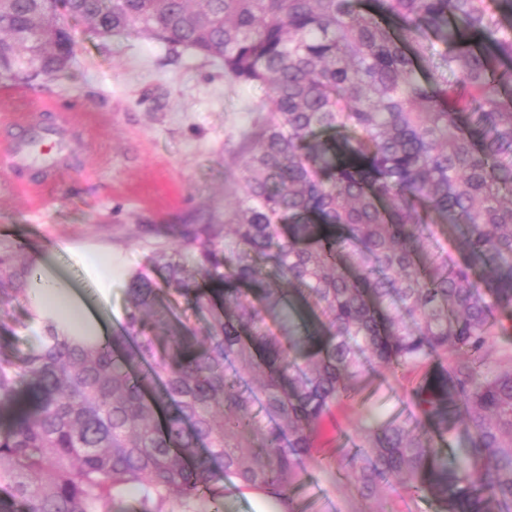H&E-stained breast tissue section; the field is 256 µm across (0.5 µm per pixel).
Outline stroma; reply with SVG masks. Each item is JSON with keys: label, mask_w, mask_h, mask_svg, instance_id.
<instances>
[{"label": "stroma", "mask_w": 512, "mask_h": 512, "mask_svg": "<svg viewBox=\"0 0 512 512\" xmlns=\"http://www.w3.org/2000/svg\"><path fill=\"white\" fill-rule=\"evenodd\" d=\"M68 29L75 42L69 71L0 106V241L20 245L22 255L42 258L63 276H72L82 250L111 257L116 273L108 298L73 281L75 294L110 334L123 322L129 273L165 243L157 229L233 208V179L247 158L242 134L266 93L145 35L103 41L78 18L69 19ZM27 110L41 112L49 129L65 116L78 122L63 144L66 174L37 196L29 185L42 162L16 168L5 155L7 142L21 138L12 120ZM27 312L22 295L8 306L0 349L27 351ZM422 375L367 364L352 397L324 418L317 456L303 462L291 490L293 512H441L435 499L401 482L379 499H364L344 471L320 464L353 451L367 420L414 417L408 390Z\"/></svg>", "instance_id": "obj_1"}]
</instances>
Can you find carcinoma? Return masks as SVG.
<instances>
[{
	"instance_id": "cac0c4a2",
	"label": "carcinoma",
	"mask_w": 512,
	"mask_h": 512,
	"mask_svg": "<svg viewBox=\"0 0 512 512\" xmlns=\"http://www.w3.org/2000/svg\"><path fill=\"white\" fill-rule=\"evenodd\" d=\"M100 39L146 34L266 89L232 212L165 228L130 273L105 339L50 319L0 353V512H218L224 482L283 501L322 419L365 361L442 366L417 416L361 430L340 467L359 493L392 480L442 512H512V0H69ZM73 41L46 0H0V77L64 75ZM465 225L453 251L439 224ZM272 261L265 275L258 261ZM0 245V311L41 281ZM177 293L204 317L162 310ZM243 372L261 375L254 388ZM472 432L450 469L436 439ZM488 359L490 365L512 366V334L504 333L492 337Z\"/></svg>"
}]
</instances>
